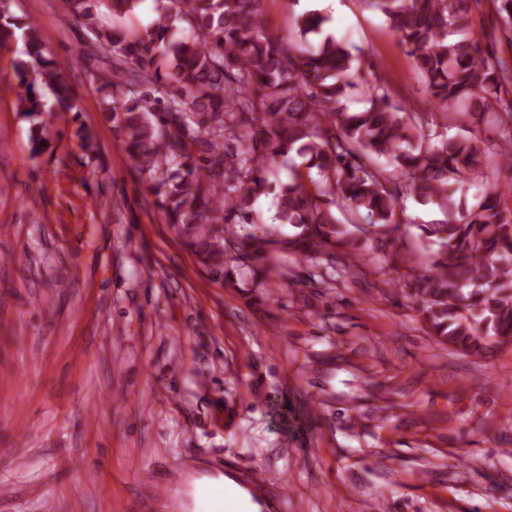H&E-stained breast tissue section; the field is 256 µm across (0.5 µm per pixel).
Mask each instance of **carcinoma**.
<instances>
[{"mask_svg": "<svg viewBox=\"0 0 512 512\" xmlns=\"http://www.w3.org/2000/svg\"><path fill=\"white\" fill-rule=\"evenodd\" d=\"M141 2L65 0L106 120L203 266L222 275L230 260L262 278L273 253L310 262L337 246L354 268L369 241L401 223L411 198L433 215L416 225L423 261L402 256L392 266L405 269L434 335L470 353L512 344V218L491 191L472 207L463 197L487 169L512 165V113L494 108L512 85V60L482 48L471 0H364L398 33L441 125L407 110L379 74L366 76L361 54L326 32L320 10L295 17L288 38L265 30L263 0H155L145 25L100 26L102 12L121 20ZM494 2L502 33L512 34V0ZM18 37L21 111L42 114L38 87L71 111L38 25L1 13L0 46ZM355 99L367 107L349 111ZM472 108L504 128L501 140L448 135ZM290 153L307 173L295 168L284 181L273 163ZM270 195L273 226L260 229L257 204Z\"/></svg>", "mask_w": 512, "mask_h": 512, "instance_id": "1", "label": "carcinoma"}]
</instances>
